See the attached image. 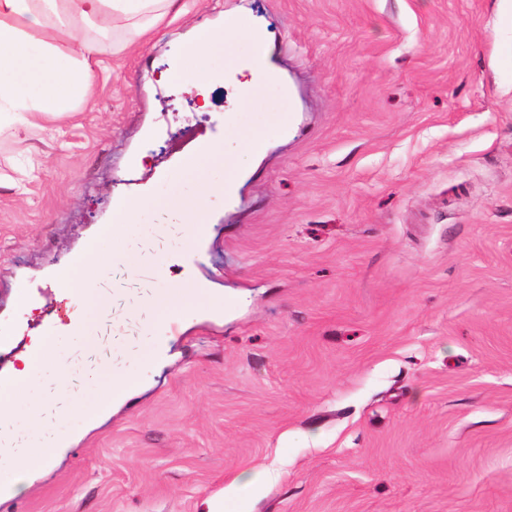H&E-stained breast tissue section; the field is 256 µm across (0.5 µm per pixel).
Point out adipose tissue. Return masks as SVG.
Wrapping results in <instances>:
<instances>
[{
  "instance_id": "1",
  "label": "adipose tissue",
  "mask_w": 512,
  "mask_h": 512,
  "mask_svg": "<svg viewBox=\"0 0 512 512\" xmlns=\"http://www.w3.org/2000/svg\"><path fill=\"white\" fill-rule=\"evenodd\" d=\"M185 11L183 0H0V112L23 115L34 127L44 116L61 118L80 107L93 108L104 39H111L113 52H122L167 16ZM49 28L56 35L76 39L77 50L65 54L43 40ZM239 40L262 44L266 38L238 18H226L222 28L196 38L192 51L180 54L167 78L212 82L215 72L208 66L209 59ZM212 192L210 184H203L197 195L184 199L175 210L169 201L149 193L120 199L117 208L128 223L147 211L185 223ZM48 372V363L33 354L21 369L0 381V422L13 423L15 406L21 401L26 404L27 421L43 422L42 405L26 401L25 395L31 383Z\"/></svg>"
}]
</instances>
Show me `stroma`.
Masks as SVG:
<instances>
[{"label": "stroma", "mask_w": 512, "mask_h": 512, "mask_svg": "<svg viewBox=\"0 0 512 512\" xmlns=\"http://www.w3.org/2000/svg\"><path fill=\"white\" fill-rule=\"evenodd\" d=\"M496 3L190 0L104 51L93 110L0 117V368L54 324L76 405L40 432L16 421L33 444L70 441L19 487L0 479V512H202L262 469L276 479L253 512H512V26ZM230 12L266 33L276 83L247 101L230 78L162 82ZM201 141L222 149L209 172L239 169L234 191L212 196L203 237L157 215L114 242L159 275L108 269L85 345L60 274L121 197L169 196Z\"/></svg>", "instance_id": "1"}]
</instances>
